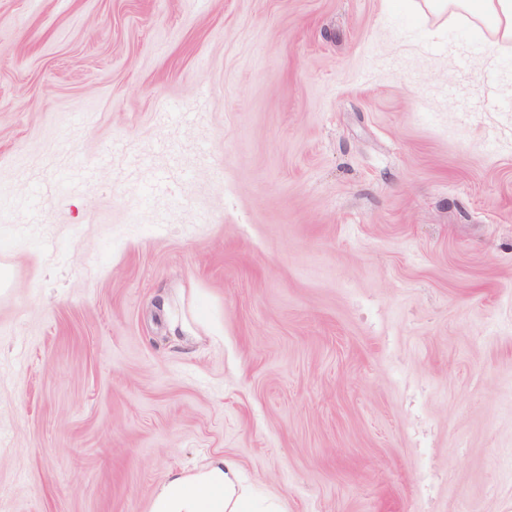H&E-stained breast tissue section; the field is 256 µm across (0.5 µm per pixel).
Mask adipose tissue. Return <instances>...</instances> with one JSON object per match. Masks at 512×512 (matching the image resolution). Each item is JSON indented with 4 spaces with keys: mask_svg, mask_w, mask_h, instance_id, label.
<instances>
[{
    "mask_svg": "<svg viewBox=\"0 0 512 512\" xmlns=\"http://www.w3.org/2000/svg\"><path fill=\"white\" fill-rule=\"evenodd\" d=\"M436 9L449 10L487 28L492 44L512 50V0H437ZM239 482L237 464L224 456L212 457L194 471L170 472L157 488L150 512H254Z\"/></svg>",
    "mask_w": 512,
    "mask_h": 512,
    "instance_id": "adipose-tissue-1",
    "label": "adipose tissue"
}]
</instances>
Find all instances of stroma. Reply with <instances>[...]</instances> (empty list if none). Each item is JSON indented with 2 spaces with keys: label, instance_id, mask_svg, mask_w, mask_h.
<instances>
[{
  "label": "stroma",
  "instance_id": "stroma-1",
  "mask_svg": "<svg viewBox=\"0 0 512 512\" xmlns=\"http://www.w3.org/2000/svg\"><path fill=\"white\" fill-rule=\"evenodd\" d=\"M512 512V51L410 0H0V512ZM237 464L224 455L194 471H171L157 488L150 512H254Z\"/></svg>",
  "mask_w": 512,
  "mask_h": 512
}]
</instances>
